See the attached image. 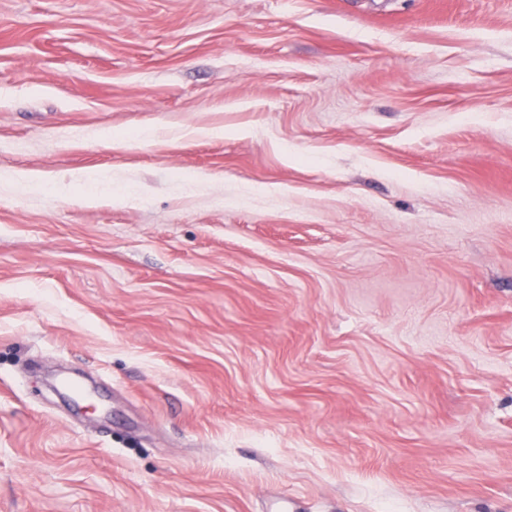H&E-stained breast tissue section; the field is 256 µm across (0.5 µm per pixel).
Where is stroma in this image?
Wrapping results in <instances>:
<instances>
[{
    "label": "stroma",
    "instance_id": "obj_1",
    "mask_svg": "<svg viewBox=\"0 0 512 512\" xmlns=\"http://www.w3.org/2000/svg\"><path fill=\"white\" fill-rule=\"evenodd\" d=\"M277 496L512 512V0H0V512Z\"/></svg>",
    "mask_w": 512,
    "mask_h": 512
}]
</instances>
